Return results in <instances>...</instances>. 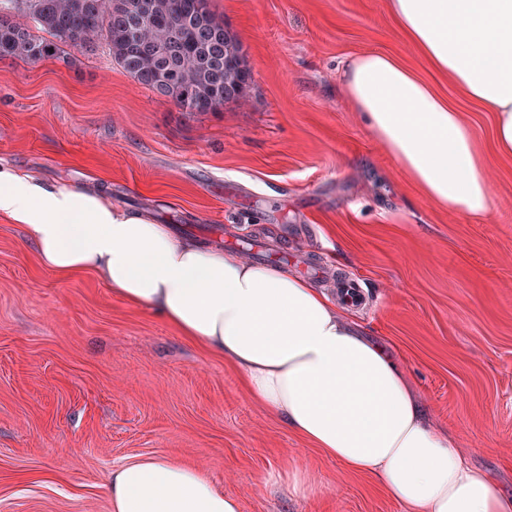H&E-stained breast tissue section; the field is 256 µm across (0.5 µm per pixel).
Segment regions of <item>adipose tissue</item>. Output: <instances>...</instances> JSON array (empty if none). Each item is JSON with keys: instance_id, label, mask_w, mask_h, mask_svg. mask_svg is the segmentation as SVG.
Returning a JSON list of instances; mask_svg holds the SVG:
<instances>
[{"instance_id": "obj_1", "label": "adipose tissue", "mask_w": 512, "mask_h": 512, "mask_svg": "<svg viewBox=\"0 0 512 512\" xmlns=\"http://www.w3.org/2000/svg\"><path fill=\"white\" fill-rule=\"evenodd\" d=\"M389 9L435 70L493 113L495 148L512 155V0H389ZM340 89L426 198L491 212L472 127L399 58L357 55ZM0 218L20 225L45 268L95 272L124 301L231 362L252 400L326 457L374 476L402 512H512V491L433 424L402 361L306 280L8 167ZM108 491L112 512H241L202 471L171 460L132 459L113 469Z\"/></svg>"}]
</instances>
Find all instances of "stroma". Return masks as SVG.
<instances>
[{
    "label": "stroma",
    "mask_w": 512,
    "mask_h": 512,
    "mask_svg": "<svg viewBox=\"0 0 512 512\" xmlns=\"http://www.w3.org/2000/svg\"><path fill=\"white\" fill-rule=\"evenodd\" d=\"M238 35L247 97L187 112L117 66L0 58V165L150 213L215 248L255 236L311 283L362 280L350 314L394 350L467 461L512 486V157L492 116L405 42L387 0H210ZM397 55L472 126L494 207L428 201L340 93L364 51ZM0 220V512H112L132 457L198 467L241 512H401L246 393L237 369L93 273L60 277ZM299 468L312 494H293Z\"/></svg>",
    "instance_id": "obj_1"
}]
</instances>
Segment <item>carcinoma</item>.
I'll list each match as a JSON object with an SVG mask.
<instances>
[{
  "label": "carcinoma",
  "instance_id": "obj_1",
  "mask_svg": "<svg viewBox=\"0 0 512 512\" xmlns=\"http://www.w3.org/2000/svg\"><path fill=\"white\" fill-rule=\"evenodd\" d=\"M148 20L130 30L115 0H0V57L37 62L61 46L91 50L100 40L139 84L164 87L188 112L217 110L242 97L250 77L240 47L216 34L227 25L202 0H146ZM27 14L33 25L13 23Z\"/></svg>",
  "mask_w": 512,
  "mask_h": 512
}]
</instances>
